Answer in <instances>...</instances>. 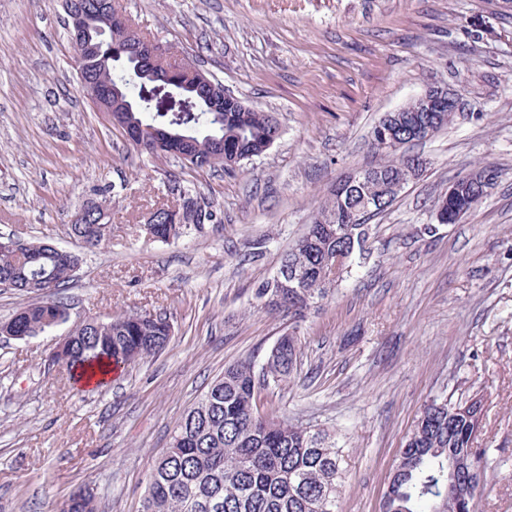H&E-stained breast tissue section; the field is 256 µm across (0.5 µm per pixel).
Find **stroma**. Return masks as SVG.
<instances>
[{
	"mask_svg": "<svg viewBox=\"0 0 512 512\" xmlns=\"http://www.w3.org/2000/svg\"><path fill=\"white\" fill-rule=\"evenodd\" d=\"M119 2L283 134L233 174L143 153L81 93L63 0H0V235L82 253L61 291L71 322L150 311L174 327L157 356L86 390L47 364L53 334L0 335V512H55L83 486L99 512H141L196 398L225 367L262 365L290 330L297 366L258 406L335 432L339 512H379L424 405L476 392L487 404L473 512H512V0ZM434 84L458 89L463 107L414 145L427 167L370 218L368 259L301 322L261 308L257 285L330 187L378 161L379 119ZM477 165L497 169L495 189L460 223H438L449 183ZM173 179L221 223L151 238L147 213L178 203ZM94 201L112 233L86 249L67 225ZM259 238L263 256L244 261Z\"/></svg>",
	"mask_w": 512,
	"mask_h": 512,
	"instance_id": "35a3bbf8",
	"label": "stroma"
}]
</instances>
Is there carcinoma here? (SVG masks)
Instances as JSON below:
<instances>
[{"label":"carcinoma","mask_w":512,"mask_h":512,"mask_svg":"<svg viewBox=\"0 0 512 512\" xmlns=\"http://www.w3.org/2000/svg\"><path fill=\"white\" fill-rule=\"evenodd\" d=\"M75 6L97 26L110 0H76ZM111 43L104 36L100 56L85 67V80L122 89V97L134 110L116 113L118 123L132 125L153 141L189 138L186 162L190 166L201 170L222 166L232 171L230 162L240 166L261 155L269 136L279 128L271 113L250 106L242 112L230 101L224 103V113L209 112L191 85L169 111H156L167 86L161 80H132L114 69L109 59ZM418 109L417 102L409 103L403 112L407 120L394 125L383 117L378 126L402 141L409 136ZM409 162L404 156L382 160L365 168L368 176L360 181L336 185L307 232L282 255L280 266L304 274L301 287L289 289L286 299L277 303L272 301V280L267 279L255 297L271 310L294 307L297 318L324 300L342 280L352 258L365 256L366 221L392 204L388 183ZM461 190L463 203L471 209L485 198L471 183L461 185ZM179 213L175 239L189 224L219 223L210 203L189 196L181 198ZM350 217L359 222L348 225ZM68 231L82 243L97 246L107 238L111 225L70 224ZM29 245L20 254L8 249L0 252V284L34 298L19 313L31 330L48 334L66 323L67 305L55 295L76 270L39 250L37 242ZM168 343V320L160 314L144 311L135 319L116 314L102 323L91 318L67 336L64 367L74 380L79 371L96 364L119 368L162 351ZM298 350L296 334L285 333L260 370L250 362L234 364L211 382L174 427L166 451L155 460L142 512H336L343 474V449L336 446V435L256 411V387L287 381L296 367ZM443 402V410L437 409L438 400L425 406V418L415 425L412 441L395 459L393 482L381 498L388 512H462L457 501L448 497V449L473 444V423L464 417L448 419V409L461 401L445 398Z\"/></svg>","instance_id":"obj_1"}]
</instances>
